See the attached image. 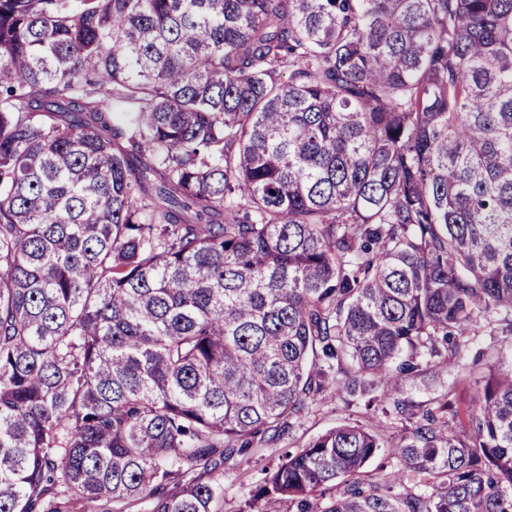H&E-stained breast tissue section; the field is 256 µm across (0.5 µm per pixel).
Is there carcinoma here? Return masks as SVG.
I'll return each instance as SVG.
<instances>
[{"mask_svg":"<svg viewBox=\"0 0 512 512\" xmlns=\"http://www.w3.org/2000/svg\"><path fill=\"white\" fill-rule=\"evenodd\" d=\"M480 319L512 0H0V512H223L332 395L404 432L285 449L238 512H512V369L464 420L405 396Z\"/></svg>","mask_w":512,"mask_h":512,"instance_id":"cac0c4a2","label":"carcinoma"}]
</instances>
